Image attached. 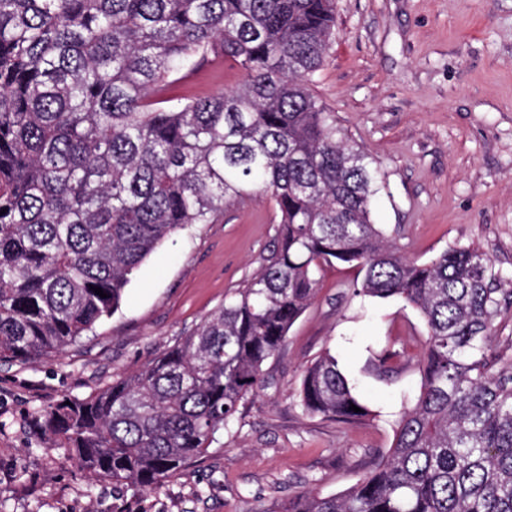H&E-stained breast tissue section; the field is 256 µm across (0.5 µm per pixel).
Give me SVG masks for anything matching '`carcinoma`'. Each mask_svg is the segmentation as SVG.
<instances>
[{
    "label": "carcinoma",
    "instance_id": "carcinoma-1",
    "mask_svg": "<svg viewBox=\"0 0 512 512\" xmlns=\"http://www.w3.org/2000/svg\"><path fill=\"white\" fill-rule=\"evenodd\" d=\"M335 22V0H0V360L75 344L119 310L159 244L265 194L279 230L254 277L138 371L33 410V424L89 475L160 489L232 432L342 263L358 270L354 295L424 320L419 392L351 488L279 512H512L498 275L477 247L408 258L374 223L378 163L311 89ZM213 65L244 81L173 94ZM299 405L370 414L328 351L305 367Z\"/></svg>",
    "mask_w": 512,
    "mask_h": 512
}]
</instances>
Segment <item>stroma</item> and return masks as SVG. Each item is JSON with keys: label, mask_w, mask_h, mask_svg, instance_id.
<instances>
[{"label": "stroma", "mask_w": 512, "mask_h": 512, "mask_svg": "<svg viewBox=\"0 0 512 512\" xmlns=\"http://www.w3.org/2000/svg\"><path fill=\"white\" fill-rule=\"evenodd\" d=\"M314 93L376 159L385 188L374 221L409 257L474 246L499 276L497 347L512 348V0H336V27ZM269 196L228 207L161 244L132 276L122 306L63 353L0 360V512H277L310 490L336 494L390 448L418 391L426 333L401 300L353 296V269L327 268L269 378L233 435L158 491L92 479L51 447L29 414L132 374L186 335L263 264L277 236ZM402 345L393 372L382 349ZM330 351L365 420L305 414L303 369Z\"/></svg>", "instance_id": "1"}]
</instances>
